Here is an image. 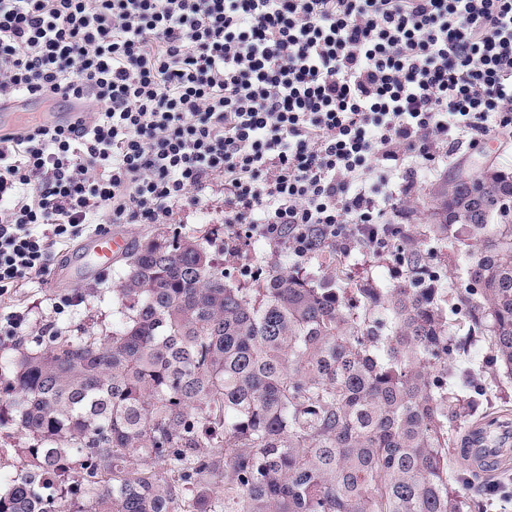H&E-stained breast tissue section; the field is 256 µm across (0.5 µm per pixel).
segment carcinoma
<instances>
[{
	"label": "carcinoma",
	"instance_id": "cac0c4a2",
	"mask_svg": "<svg viewBox=\"0 0 512 512\" xmlns=\"http://www.w3.org/2000/svg\"><path fill=\"white\" fill-rule=\"evenodd\" d=\"M428 198L464 260L470 338L511 375L512 173L459 168ZM410 265V285L354 303L284 269L232 288L203 244L146 238L112 328L0 364V429L29 439L0 512H484L448 471L460 345L423 255Z\"/></svg>",
	"mask_w": 512,
	"mask_h": 512
}]
</instances>
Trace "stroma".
I'll return each instance as SVG.
<instances>
[{"label":"stroma","mask_w":512,"mask_h":512,"mask_svg":"<svg viewBox=\"0 0 512 512\" xmlns=\"http://www.w3.org/2000/svg\"><path fill=\"white\" fill-rule=\"evenodd\" d=\"M489 140L490 144L486 147L473 149L462 145L455 147L451 155H440L435 161H415L417 178L412 188H405L401 175H393L389 184L393 199L384 214L387 223L404 227L405 234L397 238V245L409 252L419 251L429 255V268L438 272L437 285L448 302V321L460 337L469 332L467 312L457 301L458 292L466 286L465 270L455 249L429 234L425 199L432 181L460 166L477 171L481 168L482 160L487 159L495 168L512 172V134L496 130L491 132ZM159 229L170 237H189L203 243L223 268L225 283L234 288L259 287L261 279L273 266L309 279L325 280L334 287L348 291L366 282L382 288H396L409 281L408 276L392 274V260L388 257H366L356 251L343 257L335 250L328 249L299 260L271 252L264 241L256 237L243 243L239 256H226L224 189L217 182L200 193L198 202H186L184 207L176 210L169 224L163 227L153 224H116L112 227L113 232L124 236L132 247ZM83 245V240L79 239L68 245L57 246L40 282L0 296V322L13 311L22 312L25 317L23 327L16 335H6L0 329V362L12 354L16 345H32L38 336L53 331L68 336L80 329L98 334L111 328L112 317L117 311L113 290L124 268L123 260H116L106 272L66 287L56 282L58 269L74 260ZM244 264L250 266L251 275L241 274L240 267ZM63 293L78 295L80 301L59 314L53 303ZM448 371L468 390L480 387L487 391L473 409L463 411L456 423L458 434H465L480 419L512 415V377L504 373L487 343H468L464 352L458 353L454 362L449 364Z\"/></svg>","instance_id":"stroma-1"}]
</instances>
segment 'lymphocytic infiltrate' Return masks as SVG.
<instances>
[{
  "instance_id": "lymphocytic-infiltrate-1",
  "label": "lymphocytic infiltrate",
  "mask_w": 512,
  "mask_h": 512,
  "mask_svg": "<svg viewBox=\"0 0 512 512\" xmlns=\"http://www.w3.org/2000/svg\"><path fill=\"white\" fill-rule=\"evenodd\" d=\"M0 296L103 224L224 183V252L393 255L408 159L512 126V0H0ZM68 103L62 100L55 101H41V100H20L12 105L11 108L2 110L1 112H15V120L19 117V124L26 121L42 120V116L49 114V112H58V114L49 117L46 121H56L60 118L67 117ZM0 112V113H1Z\"/></svg>"
}]
</instances>
